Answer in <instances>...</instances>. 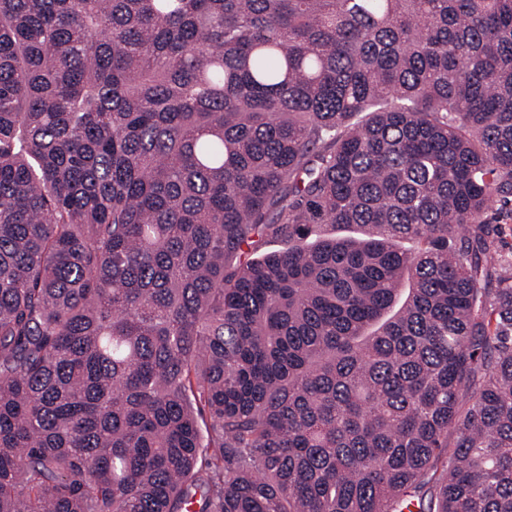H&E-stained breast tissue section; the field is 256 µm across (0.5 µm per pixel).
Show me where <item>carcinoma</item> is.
Listing matches in <instances>:
<instances>
[{
  "instance_id": "1",
  "label": "carcinoma",
  "mask_w": 512,
  "mask_h": 512,
  "mask_svg": "<svg viewBox=\"0 0 512 512\" xmlns=\"http://www.w3.org/2000/svg\"><path fill=\"white\" fill-rule=\"evenodd\" d=\"M509 197L512 0H0V512H512ZM487 219L491 224H501L502 259L512 261V203L496 205L488 212Z\"/></svg>"
}]
</instances>
